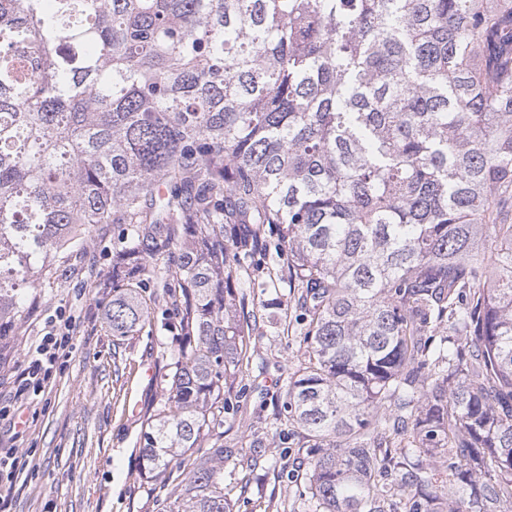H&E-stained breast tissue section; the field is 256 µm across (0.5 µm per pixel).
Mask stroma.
Listing matches in <instances>:
<instances>
[{"instance_id":"35a3bbf8","label":"stroma","mask_w":512,"mask_h":512,"mask_svg":"<svg viewBox=\"0 0 512 512\" xmlns=\"http://www.w3.org/2000/svg\"><path fill=\"white\" fill-rule=\"evenodd\" d=\"M268 255L250 270L262 280L248 298L264 319L254 356L235 383L224 424V491L235 512H314L305 480L311 440L291 420L286 386L306 360L305 321L287 279L269 273L288 259L269 235ZM112 225L90 227L76 246L71 271L26 289L11 350L0 352V404L14 401V372L58 314L76 322L70 352L53 368L44 392L30 398L19 424L0 421V448L31 451L30 464L10 491V512H161L170 493L190 485L192 461L174 458L156 480L141 479L147 422L163 407L164 376L180 344L178 317L162 289H142L154 310L150 325L113 335Z\"/></svg>"}]
</instances>
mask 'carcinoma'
Masks as SVG:
<instances>
[{"instance_id": "cac0c4a2", "label": "carcinoma", "mask_w": 512, "mask_h": 512, "mask_svg": "<svg viewBox=\"0 0 512 512\" xmlns=\"http://www.w3.org/2000/svg\"><path fill=\"white\" fill-rule=\"evenodd\" d=\"M511 202L512 0H0V325L79 229L121 225L112 335L151 282L183 336L145 480L224 427L258 321L233 269L275 228L316 507L502 512ZM233 453L164 512H233Z\"/></svg>"}]
</instances>
